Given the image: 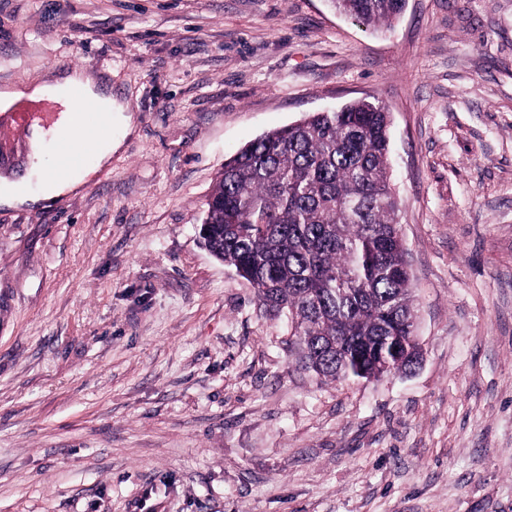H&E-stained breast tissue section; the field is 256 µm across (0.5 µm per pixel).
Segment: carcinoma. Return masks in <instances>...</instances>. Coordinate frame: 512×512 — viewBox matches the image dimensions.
Instances as JSON below:
<instances>
[{
  "label": "carcinoma",
  "mask_w": 512,
  "mask_h": 512,
  "mask_svg": "<svg viewBox=\"0 0 512 512\" xmlns=\"http://www.w3.org/2000/svg\"><path fill=\"white\" fill-rule=\"evenodd\" d=\"M388 26L405 0H329ZM390 113L354 101L268 131L224 164L200 227L205 248L285 314L305 369L377 380L422 356L388 164Z\"/></svg>",
  "instance_id": "cac0c4a2"
}]
</instances>
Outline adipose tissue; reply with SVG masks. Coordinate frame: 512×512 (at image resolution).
Here are the masks:
<instances>
[{"label":"adipose tissue","instance_id":"ef3b65f1","mask_svg":"<svg viewBox=\"0 0 512 512\" xmlns=\"http://www.w3.org/2000/svg\"><path fill=\"white\" fill-rule=\"evenodd\" d=\"M76 86L82 89L86 101L98 112L100 119L97 128L85 133L81 145L93 158L103 159L112 149V98L99 89L95 78L74 73L50 83L45 82L7 91L0 96L7 100L23 97L36 100L50 97L60 102L65 110L69 111L73 108L69 93Z\"/></svg>","mask_w":512,"mask_h":512}]
</instances>
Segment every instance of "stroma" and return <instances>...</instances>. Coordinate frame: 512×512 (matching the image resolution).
<instances>
[{
  "instance_id": "stroma-1",
  "label": "stroma",
  "mask_w": 512,
  "mask_h": 512,
  "mask_svg": "<svg viewBox=\"0 0 512 512\" xmlns=\"http://www.w3.org/2000/svg\"><path fill=\"white\" fill-rule=\"evenodd\" d=\"M119 110L62 193L0 204V512H512V0H0V92L69 72ZM360 98L423 349L324 382L199 241L225 162ZM0 101V185L40 190L62 107ZM406 0H329L341 14L368 26L391 25L403 12Z\"/></svg>"
}]
</instances>
